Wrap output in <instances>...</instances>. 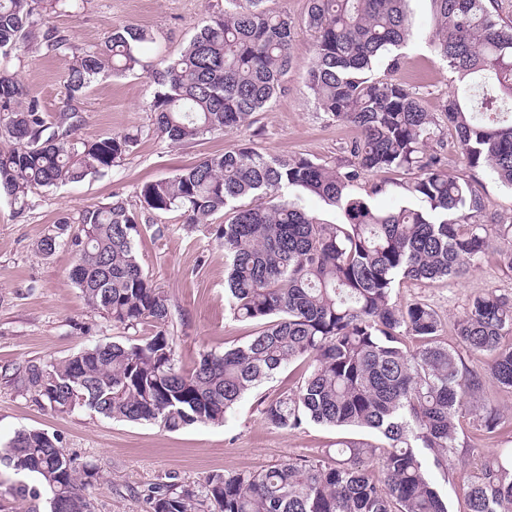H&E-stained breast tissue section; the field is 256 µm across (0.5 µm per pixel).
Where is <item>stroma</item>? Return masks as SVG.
Wrapping results in <instances>:
<instances>
[{"label":"stroma","instance_id":"35a3bbf8","mask_svg":"<svg viewBox=\"0 0 512 512\" xmlns=\"http://www.w3.org/2000/svg\"><path fill=\"white\" fill-rule=\"evenodd\" d=\"M224 0H87L76 15H51L50 25L67 31L81 48L100 45L115 27L134 24L154 39L149 60L182 50L203 18L218 14ZM409 19L413 43L399 52L398 66L378 65L374 76L416 89L428 111L440 112L457 84L455 73L433 53L430 0H411ZM314 35L300 30L292 46L293 66L285 87L268 107L254 113L250 125L224 135L171 144L154 130L147 107L151 89L142 75L104 73L80 99L78 138L92 141L116 133H135L133 152L105 173L83 182L37 191L23 214H14L0 200V443L17 430L40 428L57 437L61 446L98 469L94 512H150L147 493L153 486L177 482L202 487L215 473L261 470L284 460L324 458L334 453L340 431L310 423L295 430L269 427L260 403L297 389L305 370L295 362L248 393L221 425H193L176 432L149 424L110 420L87 408L57 413L43 407L17 388V369L31 360L60 359L95 344L123 340L127 331L89 309L70 277L73 255L60 247L49 257L36 250L37 241L60 219L77 218L90 207L121 195L137 206L136 191L147 181L168 179L204 157L235 147L289 159L304 156L336 167L347 163L348 148L357 140L354 126L330 120L316 109L304 77L314 46ZM71 56L35 58L17 66L27 94L37 97L47 116H54L64 96L63 77ZM445 133L440 152L449 173L472 174L479 184L484 209L481 222L488 230L512 223V189L487 172L466 171ZM169 225L164 237L144 229L136 240L140 263L157 288L166 295L174 337L183 367H191L206 351L247 340L254 324L235 320L225 297L224 248L214 231H201L184 223L179 213L157 216ZM490 287L512 293V272L495 262L481 264L460 279L407 282L393 293L398 305L421 301L442 319L440 344L457 347L453 322L472 295ZM482 400L497 405L505 426L493 434L476 428L474 414L457 420L463 443L450 472L430 468L448 512H466L464 487L482 460L512 449V389L486 380ZM35 475L0 468V512H48Z\"/></svg>","mask_w":512,"mask_h":512}]
</instances>
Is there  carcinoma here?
<instances>
[{"instance_id":"obj_1","label":"carcinoma","mask_w":512,"mask_h":512,"mask_svg":"<svg viewBox=\"0 0 512 512\" xmlns=\"http://www.w3.org/2000/svg\"><path fill=\"white\" fill-rule=\"evenodd\" d=\"M266 0H224L186 47L153 65L144 29H112L95 49L45 27L43 13H75L83 0H0V197L29 207L42 188L104 173L133 151L138 135L75 137L76 102L107 70H142L154 85L148 109L174 144L222 135L250 123L283 89L292 66L296 23ZM409 0H309L305 27L315 34L306 87L329 118L361 132L351 159L332 169L307 157L281 159L251 147L207 156L169 179L146 182L139 210L179 211L194 228L217 225L233 317L259 326L244 343L206 351L190 369L178 364L168 334V299L141 267L142 225L118 195L63 220L36 243L44 256L71 249L70 276L85 304L149 336L85 347L62 359L30 362L18 387L55 412L86 407L107 418L149 422L168 431L226 421L241 398L285 366L307 365L296 391L262 402L265 423L298 429L313 422L365 429L380 440L340 438L336 457L286 460L268 469L216 473L197 490L176 482L150 490L151 512H448L423 463L448 470L461 447L455 424L469 408L480 429L504 421L478 403L486 379L512 389V294L488 288L454 320L460 352L435 342L441 321L427 304L392 301L406 281H436L475 268L489 255L512 272V224L490 238L476 180L451 175L435 148L443 127L455 134L466 169L487 170L512 186V20L497 0H431L434 53L464 87L448 94L440 124L418 93L368 72L412 37ZM72 55L65 98L50 121L17 75L1 65L28 55ZM402 170L408 203L370 204L356 189L369 174ZM338 210L326 224L305 199ZM422 342L410 351L403 337ZM378 467L380 479L367 465ZM39 477L49 512H93L98 475L40 429H23L0 449V465ZM468 512H512V454L484 458L466 485Z\"/></svg>"}]
</instances>
